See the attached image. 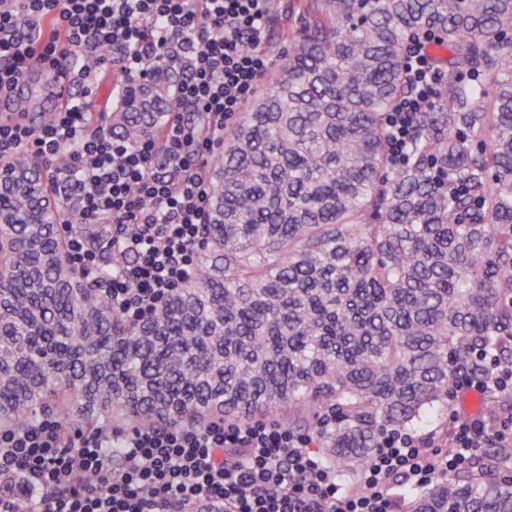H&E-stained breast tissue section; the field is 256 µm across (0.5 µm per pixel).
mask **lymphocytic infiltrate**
I'll use <instances>...</instances> for the list:
<instances>
[{
  "mask_svg": "<svg viewBox=\"0 0 512 512\" xmlns=\"http://www.w3.org/2000/svg\"><path fill=\"white\" fill-rule=\"evenodd\" d=\"M276 0H0V97L40 66L49 84L89 79L109 63L121 76L152 78L158 61L187 76L175 92L204 132L172 115L160 135L135 143L93 135L80 100L35 128L0 121V158L27 155L52 167L63 147L73 163L58 178L66 215L103 229L120 262L103 270L88 240L67 233L73 266L124 319L147 318L197 270L210 198V168L224 128L268 71L264 49ZM414 90L391 114L394 155L403 156L412 116L439 79L423 50L408 59ZM499 427L461 424L447 447L384 436L347 490L308 436L275 421L205 427H128L64 432L53 416L0 431V512H20L17 490H36L33 512H188L203 501L224 512H399L405 487L422 489L467 465ZM119 448L113 465L106 446Z\"/></svg>",
  "mask_w": 512,
  "mask_h": 512,
  "instance_id": "lymphocytic-infiltrate-1",
  "label": "lymphocytic infiltrate"
}]
</instances>
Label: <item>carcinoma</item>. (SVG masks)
Listing matches in <instances>:
<instances>
[{
	"label": "carcinoma",
	"mask_w": 512,
	"mask_h": 512,
	"mask_svg": "<svg viewBox=\"0 0 512 512\" xmlns=\"http://www.w3.org/2000/svg\"><path fill=\"white\" fill-rule=\"evenodd\" d=\"M210 170L198 274L127 323L74 268L54 179L0 162V429L227 424L276 416L338 472L389 430L448 432L464 379L512 367V0H298ZM440 73L405 155L406 60ZM115 80L134 142L180 107L175 70ZM405 512H512V445Z\"/></svg>",
	"instance_id": "1"
}]
</instances>
